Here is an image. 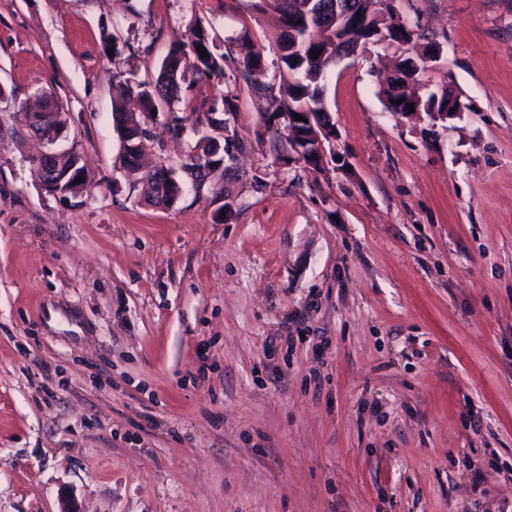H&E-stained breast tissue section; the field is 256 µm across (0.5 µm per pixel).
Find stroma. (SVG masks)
<instances>
[{
	"label": "stroma",
	"mask_w": 512,
	"mask_h": 512,
	"mask_svg": "<svg viewBox=\"0 0 512 512\" xmlns=\"http://www.w3.org/2000/svg\"><path fill=\"white\" fill-rule=\"evenodd\" d=\"M396 7L459 117L388 112L370 48L325 74L347 167L316 174L282 160L277 99L219 74L177 109L234 92L236 168L164 208L119 164L113 74L153 80L203 28L278 83V14L0 0V512H512V0ZM42 92L90 194L32 173L18 112ZM170 124L148 152L176 164Z\"/></svg>",
	"instance_id": "stroma-1"
}]
</instances>
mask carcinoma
Wrapping results in <instances>:
<instances>
[{
	"label": "carcinoma",
	"mask_w": 512,
	"mask_h": 512,
	"mask_svg": "<svg viewBox=\"0 0 512 512\" xmlns=\"http://www.w3.org/2000/svg\"><path fill=\"white\" fill-rule=\"evenodd\" d=\"M351 1L359 2L337 0L338 9L326 15L322 22L301 28L294 22L297 0H260V8L271 7L280 13L282 28L280 53L275 63L279 72V86L251 85L256 100L261 101L277 93L280 99L279 111L291 117L297 112H325L327 107L322 81L326 70L336 64L340 47L350 45L364 52L368 46L380 42L384 37L396 45H409L407 53L398 56L395 69L402 71L410 82L418 83L426 60L430 59L428 53L436 49L438 44L425 36L420 24L395 25L392 17L386 18L371 12L367 5H361L355 12L348 14L344 7ZM202 48L208 53L205 58L201 57ZM312 50L320 52L318 58L310 57ZM224 62V55L216 54L209 36L200 29L190 49L179 46L167 56L154 81L136 83L126 77L125 73H116L112 83V111H125L124 103L133 95L140 99L144 112H156L164 106L169 108L179 100L185 83L198 82L223 71ZM378 85L387 109L401 117L405 116L409 104L414 105L415 111L426 114L446 112L450 106L446 86L423 96L411 91H397L391 77L378 80ZM218 110L224 112V131L234 132L232 124L235 123L236 109L231 95L223 96L222 108H210L212 112ZM42 111L49 113L51 123L59 127L64 125L62 108L48 94L44 95ZM201 123L202 120L190 115H175L171 120V130L181 137L189 127L199 131Z\"/></svg>",
	"instance_id": "1"
}]
</instances>
